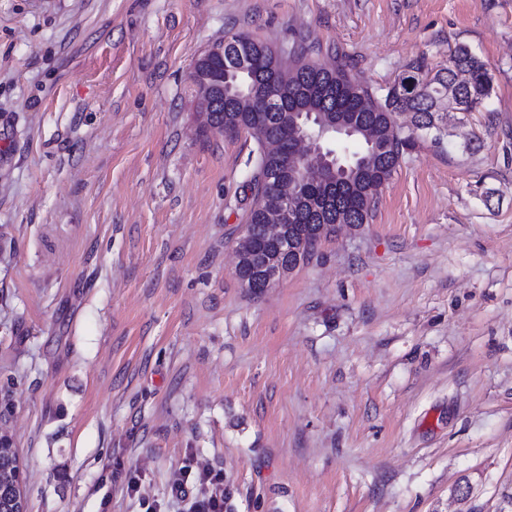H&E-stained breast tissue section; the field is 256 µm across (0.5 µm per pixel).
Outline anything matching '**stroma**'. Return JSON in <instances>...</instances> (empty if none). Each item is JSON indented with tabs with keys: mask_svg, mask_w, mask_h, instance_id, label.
<instances>
[{
	"mask_svg": "<svg viewBox=\"0 0 512 512\" xmlns=\"http://www.w3.org/2000/svg\"><path fill=\"white\" fill-rule=\"evenodd\" d=\"M241 30L376 91L463 43L494 86L259 295L256 144L190 84ZM7 382L28 512H182L187 464L226 512H512V0H0Z\"/></svg>",
	"mask_w": 512,
	"mask_h": 512,
	"instance_id": "stroma-1",
	"label": "stroma"
}]
</instances>
